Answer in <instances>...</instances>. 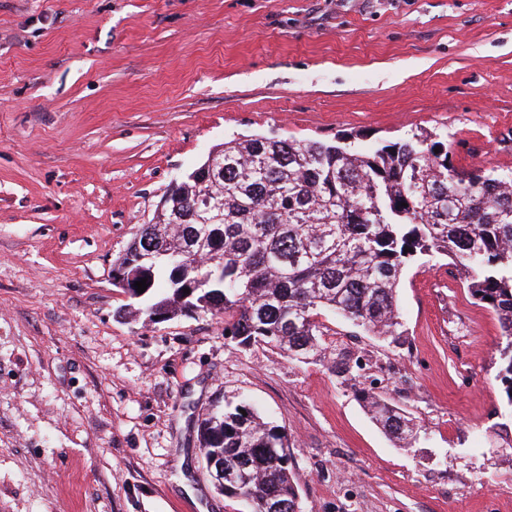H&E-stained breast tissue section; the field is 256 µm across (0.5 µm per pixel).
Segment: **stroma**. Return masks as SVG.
Masks as SVG:
<instances>
[{
    "mask_svg": "<svg viewBox=\"0 0 512 512\" xmlns=\"http://www.w3.org/2000/svg\"><path fill=\"white\" fill-rule=\"evenodd\" d=\"M414 129L512 171V0H0V512H249L197 440L239 396L285 427L301 512H512L500 328L446 258L405 272L401 343L323 316L351 380L207 313L123 316L111 280L224 141ZM359 401L396 446L413 447L417 439L418 427L403 408L376 393L372 387L363 388L360 391Z\"/></svg>",
    "mask_w": 512,
    "mask_h": 512,
    "instance_id": "stroma-1",
    "label": "stroma"
}]
</instances>
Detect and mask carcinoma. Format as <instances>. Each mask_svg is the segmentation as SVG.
I'll list each match as a JSON object with an SVG mask.
<instances>
[{
  "mask_svg": "<svg viewBox=\"0 0 512 512\" xmlns=\"http://www.w3.org/2000/svg\"><path fill=\"white\" fill-rule=\"evenodd\" d=\"M218 153L224 180L188 178L170 189L155 222L113 265L128 276L123 293L141 305L135 314L154 323L222 315L224 335L241 347L264 344L353 379L348 355L326 343L321 317L397 342L405 270L445 256L497 318L498 377L512 405V173L457 166L442 132L370 147L257 135L226 141ZM195 197L210 200L208 212L184 211ZM146 239L163 253L147 266L137 262ZM359 401L396 446L413 447L418 427L403 408L371 388ZM197 433L204 461H224L225 495L249 498L251 512H264L268 499L296 512L284 427L242 399L215 403Z\"/></svg>",
  "mask_w": 512,
  "mask_h": 512,
  "instance_id": "obj_1",
  "label": "carcinoma"
}]
</instances>
